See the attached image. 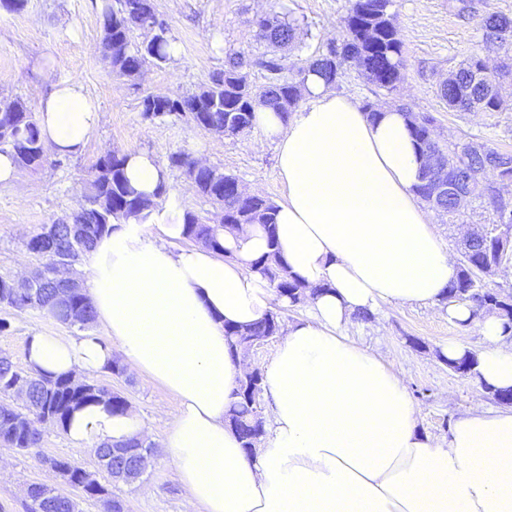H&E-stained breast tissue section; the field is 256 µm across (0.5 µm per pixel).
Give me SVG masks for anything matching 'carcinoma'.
I'll use <instances>...</instances> for the list:
<instances>
[{
    "mask_svg": "<svg viewBox=\"0 0 512 512\" xmlns=\"http://www.w3.org/2000/svg\"><path fill=\"white\" fill-rule=\"evenodd\" d=\"M393 0H352L345 18L343 34L327 41L318 54L291 64L283 56L254 59L242 51L225 55L224 68L215 71L210 83L200 91L183 96L147 95L142 99L145 120L167 117H186L195 125L218 134L236 137L253 127L255 108L267 105L288 114L299 104L302 96V75L311 67L330 83H337L347 72V63H356L359 72L377 88L396 90L406 69L402 41L397 36L392 15ZM102 46L107 51L112 70L121 76L134 77L150 63L159 65L169 60L171 42L167 21L160 17L153 0H105L101 10ZM261 39L278 47L290 43L295 21L278 15L257 21ZM483 39L505 52L512 51V15L496 11L484 14L479 21ZM257 66L265 72V83L252 87L243 70ZM440 97L454 112H501L503 102L498 91L497 76L486 71L485 62L478 56L464 60L459 69L448 74L439 87ZM410 121L411 135L424 153L437 156L440 165L460 164L459 176L463 189L486 204L489 224H500L503 215L496 206L493 181H512V151L486 145L478 153L470 150V142H451L440 145L433 138V118L416 114L405 108ZM0 152L12 156L19 169H36L46 161L38 120L19 98H0ZM125 155L116 152L97 160L87 181L85 205L73 217L84 224L76 231L71 224H55L47 234L31 236L25 247L39 257L41 269L30 280V288L15 287V280L0 274V305L14 309H40L64 324H94V311L80 285L61 286L55 264L62 257L74 260L92 252L99 240L108 233L112 222L136 218L145 220L157 202L137 193L125 174ZM171 164L182 167L194 181L199 193L216 208V212H186L187 238L207 242L224 251L213 228L215 224L238 226L262 224L268 234H274L271 224L276 205L262 197H246L238 189L237 178L224 174L216 167L200 165L186 154L171 156ZM492 175L489 180L486 175ZM432 209L448 216L453 222L459 216L458 197L448 194ZM463 264L456 282L448 288L447 300L468 302L475 314L495 313L502 320L503 333L512 336V295L489 290L483 281L484 270L499 262V240L492 234L476 230L466 239ZM260 263L263 273L278 297L289 299L293 305L307 299L305 287L288 271L277 250H272ZM278 316L270 313L246 329L229 326L225 334L232 338L231 347L242 346L253 337L274 336L279 332ZM261 373L247 375L241 380L238 400L228 413L242 446L254 447L259 439V417L262 411L248 396L254 380ZM22 396L20 407L0 406V442L18 451L27 452L40 445L38 425L51 422L65 427L70 413L82 404L106 400L112 412H124L126 399L105 385L72 381L65 377L37 375L18 369L12 360L0 356V394ZM151 448L141 440L119 444H104L98 450L100 469L120 481L131 483L139 479L150 464ZM70 486L82 497L113 498L112 485L89 478L87 470L73 466ZM32 490L29 512H79L76 499L61 494L52 497L44 506L41 497L47 486L30 485Z\"/></svg>",
    "mask_w": 512,
    "mask_h": 512,
    "instance_id": "cac0c4a2",
    "label": "carcinoma"
}]
</instances>
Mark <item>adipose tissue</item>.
I'll list each match as a JSON object with an SVG mask.
<instances>
[{
	"mask_svg": "<svg viewBox=\"0 0 512 512\" xmlns=\"http://www.w3.org/2000/svg\"><path fill=\"white\" fill-rule=\"evenodd\" d=\"M98 114L80 81L53 82L38 111L46 150L80 153ZM254 125L275 146L284 190L275 236L260 224L220 226L222 250L175 248L187 236L175 198L147 220L115 222L77 273L105 337L32 332L28 368L77 379L119 365L166 389L177 409L162 453L187 492L185 512H512V406H477L433 437L400 374L342 333L384 304L438 303L483 340L444 355L473 354L480 385L512 389L500 319L445 300L459 269L415 193L427 158L403 110L369 108L310 70L298 108L257 107ZM126 156L137 192L168 186L155 155ZM273 241L311 289L310 312L288 323L261 368L269 409L249 452L225 414L252 365L224 328L271 312L275 292L256 262ZM66 434L93 449L145 439L146 429L135 410L102 401L75 409Z\"/></svg>",
	"mask_w": 512,
	"mask_h": 512,
	"instance_id": "ef3b65f1",
	"label": "adipose tissue"
}]
</instances>
